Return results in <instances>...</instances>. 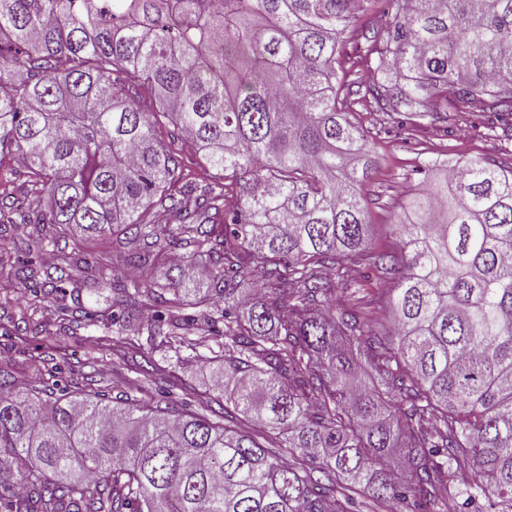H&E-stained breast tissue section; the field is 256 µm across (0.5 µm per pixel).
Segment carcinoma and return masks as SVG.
<instances>
[{"label": "carcinoma", "mask_w": 512, "mask_h": 512, "mask_svg": "<svg viewBox=\"0 0 512 512\" xmlns=\"http://www.w3.org/2000/svg\"><path fill=\"white\" fill-rule=\"evenodd\" d=\"M372 0H0V153L47 209L0 224L115 228L111 324L214 338V416L74 394L0 369L5 512H512V163L426 166L375 251L370 158L349 115L480 112L512 139V0H389L385 39L336 64ZM217 171L180 183L129 90ZM238 187L225 207L224 180ZM172 246L206 270L182 288ZM78 259L17 270L35 297ZM261 281L244 283L255 267ZM392 274L376 332L340 306L358 272Z\"/></svg>", "instance_id": "carcinoma-1"}]
</instances>
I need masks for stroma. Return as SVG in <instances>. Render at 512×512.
Masks as SVG:
<instances>
[{"mask_svg":"<svg viewBox=\"0 0 512 512\" xmlns=\"http://www.w3.org/2000/svg\"><path fill=\"white\" fill-rule=\"evenodd\" d=\"M408 112H363L359 120L369 133V151L374 160L371 176L363 193L368 203V222L372 226L370 243L379 251L395 248L397 205L412 191L423 189L424 178L417 170L427 160L512 158V141L488 133L483 117L477 113L459 120L444 119L409 131ZM155 128L177 155L182 182L203 185L212 173L200 153L188 148L173 133L164 117H157ZM48 227L33 224L0 226V367L8 369L16 381L31 383L40 373L63 366V379L72 390H95L108 398H132L156 402L169 393L178 410L200 412L213 401L207 362L190 357L188 349H175L163 337L133 336L126 356L112 354L104 325L112 311V284L103 282L94 292L83 291L86 277L95 269L71 273V288L64 297L48 298L21 295L14 277L17 261L28 244L49 235ZM93 250L100 264L122 269L129 250L126 236L114 231L95 245L80 235L58 239L51 255H84ZM94 310L95 321L62 320L60 307ZM153 365V376L142 368Z\"/></svg>","mask_w":512,"mask_h":512,"instance_id":"1","label":"stroma"}]
</instances>
